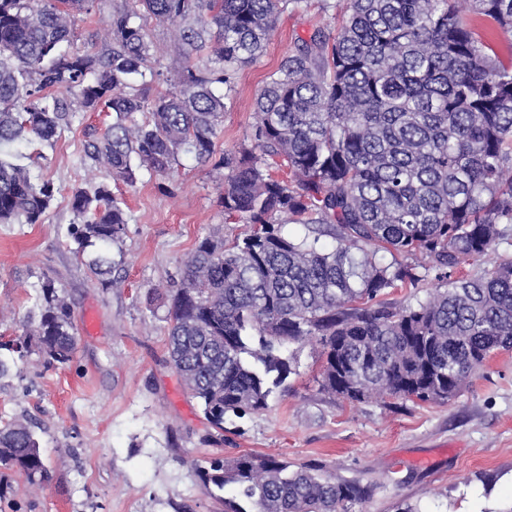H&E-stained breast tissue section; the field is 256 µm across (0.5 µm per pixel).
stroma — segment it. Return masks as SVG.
I'll use <instances>...</instances> for the list:
<instances>
[{
  "label": "stroma",
  "mask_w": 512,
  "mask_h": 512,
  "mask_svg": "<svg viewBox=\"0 0 512 512\" xmlns=\"http://www.w3.org/2000/svg\"><path fill=\"white\" fill-rule=\"evenodd\" d=\"M334 3L301 0L280 16L264 55L235 71L217 151L244 142L255 96L281 59L315 30L335 27ZM106 121L80 113L46 150L41 173L57 192L42 223L0 224V307L14 312L0 333L14 338L50 279L71 303L78 337L67 366L33 353L0 381V422L30 420L52 473L36 494L15 483L0 512H215L197 467L216 451L316 463L371 484L349 512H512V351L493 355L447 404H353L320 392V363L307 345L268 411L228 417L223 443L210 439L169 361L168 307L148 297L177 284L182 257L200 240L229 242L248 226L224 221L223 171L179 155L169 174L144 170L135 184L113 185L128 215L125 262L111 285L95 283L67 228L71 190L88 178L83 143Z\"/></svg>",
  "instance_id": "35a3bbf8"
}]
</instances>
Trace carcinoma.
<instances>
[{
    "mask_svg": "<svg viewBox=\"0 0 512 512\" xmlns=\"http://www.w3.org/2000/svg\"><path fill=\"white\" fill-rule=\"evenodd\" d=\"M95 2L0 0V148L15 150L0 158V223L43 222L56 189L19 163L43 154L19 148H54L81 112L112 113L84 145L95 185L70 199L75 254L102 285L128 220L99 174L132 184L182 152L227 170L224 223L250 230L201 240L167 294L170 360L219 440L226 417L262 413L287 389L294 345L317 349L320 389L350 403L446 404L512 351V256L466 271L512 239V60L491 45L512 34V0H470L467 22L454 0H337L336 31L282 58L256 94L249 145L220 155L224 85L302 0H117L97 52L76 46ZM149 19L168 26L165 92H153ZM431 274L426 299H385ZM76 336L66 297L43 282L23 339L0 342V379L34 348L68 365ZM0 467L33 493L47 486L33 426L0 427ZM197 472L222 512H347L371 492L275 456H216Z\"/></svg>",
    "mask_w": 512,
    "mask_h": 512,
    "instance_id": "1",
    "label": "carcinoma"
}]
</instances>
